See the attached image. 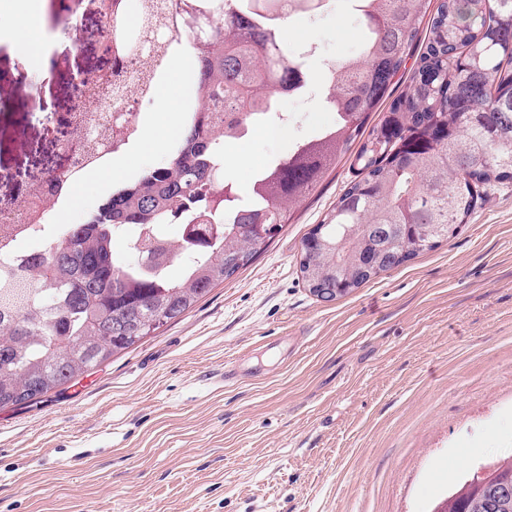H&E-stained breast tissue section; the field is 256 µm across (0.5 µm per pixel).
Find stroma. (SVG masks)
Here are the masks:
<instances>
[{
	"instance_id": "obj_1",
	"label": "stroma",
	"mask_w": 512,
	"mask_h": 512,
	"mask_svg": "<svg viewBox=\"0 0 512 512\" xmlns=\"http://www.w3.org/2000/svg\"><path fill=\"white\" fill-rule=\"evenodd\" d=\"M51 23L55 0H0V174L50 168L77 71L103 67V20L70 0L30 71L2 38L13 14ZM313 83L278 111L290 135L256 131L223 176L247 195L258 170L335 121L322 63L359 48L350 0L307 17ZM130 151L82 192L83 223L116 180L166 164ZM354 174L342 159L247 268L157 335L60 393L0 411V512H443L471 470L512 455V180L456 235L331 302L300 278L303 237ZM243 376L223 382L229 363Z\"/></svg>"
}]
</instances>
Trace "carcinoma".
<instances>
[{"label": "carcinoma", "instance_id": "cac0c4a2", "mask_svg": "<svg viewBox=\"0 0 512 512\" xmlns=\"http://www.w3.org/2000/svg\"><path fill=\"white\" fill-rule=\"evenodd\" d=\"M358 54L330 63L325 99L336 124L257 173L238 200L217 178L228 133L275 113L306 83L308 60L288 56L281 22L321 0H167L193 34L198 112L168 164L112 192L67 237L18 274L0 277V409L35 402L180 318L250 265L291 209L351 151L371 113L380 124L351 161L356 178L302 241L299 271L344 296L453 235L487 189L512 180V0H354ZM405 90L394 79L421 26ZM198 229L162 238L161 224ZM138 228L131 247L114 243ZM179 266V274L171 270ZM463 481L443 512H512V457Z\"/></svg>", "mask_w": 512, "mask_h": 512}]
</instances>
